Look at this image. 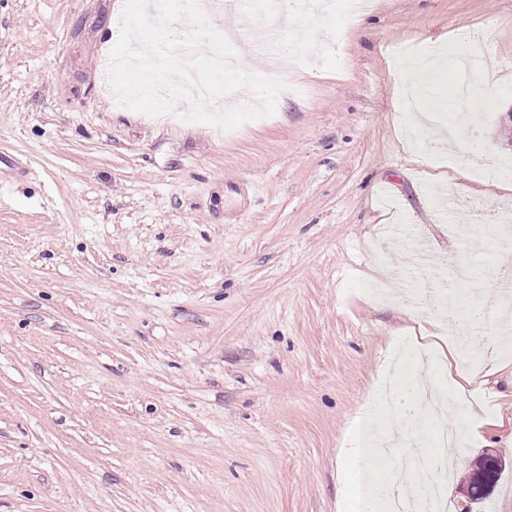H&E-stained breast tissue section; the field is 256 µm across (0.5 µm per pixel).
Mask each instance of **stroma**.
I'll return each instance as SVG.
<instances>
[{
	"instance_id": "1",
	"label": "stroma",
	"mask_w": 512,
	"mask_h": 512,
	"mask_svg": "<svg viewBox=\"0 0 512 512\" xmlns=\"http://www.w3.org/2000/svg\"><path fill=\"white\" fill-rule=\"evenodd\" d=\"M117 0H0V512H356L351 441H372L400 347L454 393L450 326L404 300L445 284L490 315L449 426L509 465L485 512H512V354L490 286L512 237V0H376L364 24L299 10L210 17L242 69L269 39L293 63L275 115L224 132L114 105L102 74ZM487 33L464 131L400 109L403 54ZM458 197L453 217L438 197ZM412 223L429 264L407 269Z\"/></svg>"
}]
</instances>
